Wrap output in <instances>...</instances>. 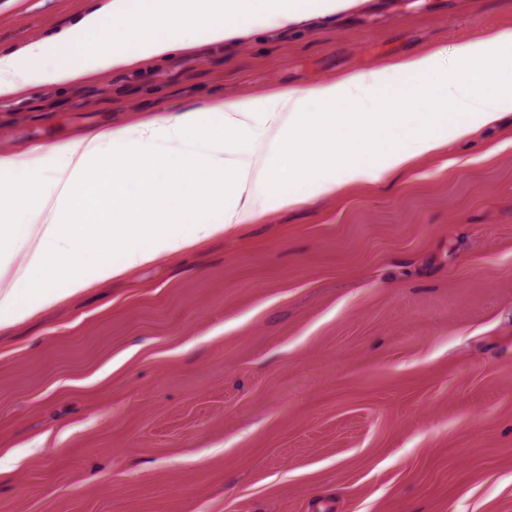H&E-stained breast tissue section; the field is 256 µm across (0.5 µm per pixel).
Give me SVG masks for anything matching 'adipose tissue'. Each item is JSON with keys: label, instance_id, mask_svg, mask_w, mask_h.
I'll return each mask as SVG.
<instances>
[{"label": "adipose tissue", "instance_id": "1", "mask_svg": "<svg viewBox=\"0 0 512 512\" xmlns=\"http://www.w3.org/2000/svg\"><path fill=\"white\" fill-rule=\"evenodd\" d=\"M344 0H103L51 41L0 55V98L34 83L74 82L188 47L221 41L257 14L298 21ZM512 29L306 92L215 106L196 116L102 131L50 156L0 157V236H20L0 328L162 255H174L252 215L293 207L447 149L512 109L502 78ZM28 174L15 180L17 171ZM112 183V221L71 210L78 192ZM220 211L223 223L209 222Z\"/></svg>", "mask_w": 512, "mask_h": 512}]
</instances>
